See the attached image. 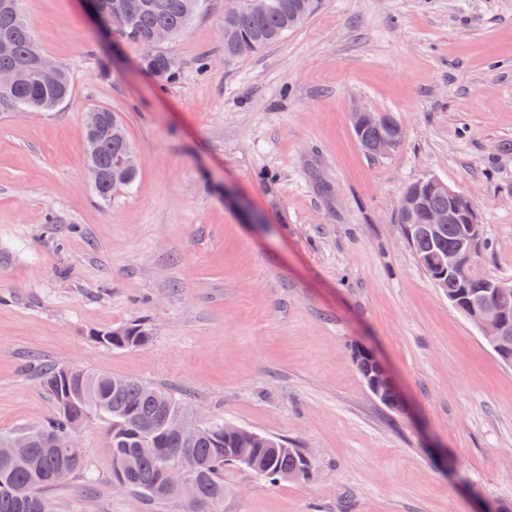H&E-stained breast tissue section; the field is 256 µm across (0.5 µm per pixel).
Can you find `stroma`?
<instances>
[{
    "instance_id": "35a3bbf8",
    "label": "stroma",
    "mask_w": 512,
    "mask_h": 512,
    "mask_svg": "<svg viewBox=\"0 0 512 512\" xmlns=\"http://www.w3.org/2000/svg\"><path fill=\"white\" fill-rule=\"evenodd\" d=\"M234 3L206 0L165 43L183 76L162 87L81 0H22L73 88L55 111L0 113V433L52 413L40 368H87L313 455L311 483L225 469L224 512L512 507V366L420 268L398 211L425 176L465 193L487 271L512 283V0H325L231 60ZM97 106L136 149L133 188L107 201L83 154ZM358 108L392 115L401 147L368 153ZM142 318L146 345L92 337ZM358 349L404 410L373 396ZM108 430L94 417L78 433L97 482L57 489L59 512H181L113 489Z\"/></svg>"
}]
</instances>
